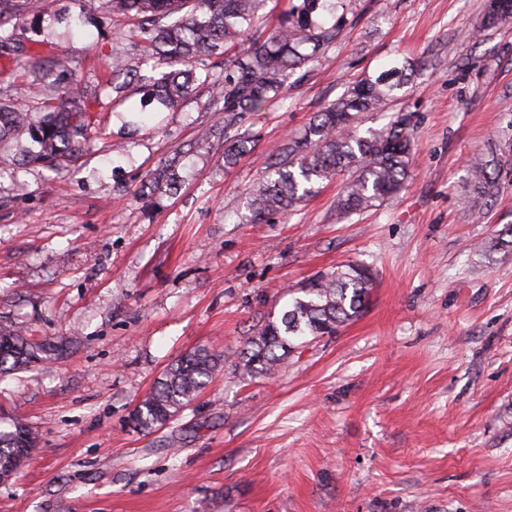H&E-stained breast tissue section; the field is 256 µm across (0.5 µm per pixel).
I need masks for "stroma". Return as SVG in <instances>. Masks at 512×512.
I'll list each match as a JSON object with an SVG mask.
<instances>
[{
	"label": "stroma",
	"instance_id": "obj_1",
	"mask_svg": "<svg viewBox=\"0 0 512 512\" xmlns=\"http://www.w3.org/2000/svg\"><path fill=\"white\" fill-rule=\"evenodd\" d=\"M85 13L82 34L23 32L0 57L21 68L68 57L95 87L134 48L105 0H54ZM489 0H352L326 60L283 100L248 117L249 150L192 151L219 123L201 87L151 132L124 127L109 96L79 162L18 165L30 135L0 139V325L69 340L53 364L0 375V414L38 435L0 480V512H512V255L477 242L512 224V170L491 204L470 171L512 139V26ZM410 60L414 71L360 132L409 117L413 175L399 197L336 219L338 182L287 220L253 223L248 192L288 139L347 87ZM178 159L176 194L148 206L150 172ZM358 262L374 273L364 310L296 343L267 375L239 353L293 290ZM224 355L166 425L131 416L184 353Z\"/></svg>",
	"mask_w": 512,
	"mask_h": 512
}]
</instances>
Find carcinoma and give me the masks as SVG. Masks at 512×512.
I'll use <instances>...</instances> for the list:
<instances>
[{
    "label": "carcinoma",
    "mask_w": 512,
    "mask_h": 512,
    "mask_svg": "<svg viewBox=\"0 0 512 512\" xmlns=\"http://www.w3.org/2000/svg\"><path fill=\"white\" fill-rule=\"evenodd\" d=\"M112 11L127 24L116 40L134 45L145 67L130 69L119 55L112 56L115 98L128 85L142 92L138 124L146 129L153 117L175 108L197 88H211L209 106L224 114V164L231 166L247 151L239 129L244 120L268 104L284 99L289 79L298 70L319 63L336 43L349 11V0H288L274 31H261L265 0H108ZM179 14L171 23L163 20ZM32 16L39 26L66 24L80 28L83 16L60 13L48 0H0V52L21 42L16 20ZM488 24H512V0H501L488 15ZM65 61L49 69H23L18 82L27 86L29 99L13 100L11 90L0 88V138L33 129L41 134L42 151L22 163H43L59 170L83 154L93 124L91 96L75 82L62 89L57 81ZM406 65L396 64L347 89L317 113L305 135L287 141L281 157L266 163L262 179L250 191V211L256 223L296 211L314 192V185L341 178L336 197L338 219H347L384 204L403 190L412 165L413 142L408 117L399 115L389 127L360 136L354 123L361 112H376L399 89ZM180 181L169 164L150 173L152 194L169 193ZM471 183L477 197L490 201L499 190V174L488 165L473 167ZM512 252V224L498 231L481 253ZM373 275L368 267L352 263L321 276L300 289L281 316H272L248 341L235 370L243 375L268 373L277 366L293 341L323 336L361 311ZM63 342L31 341L10 326H0V375L33 366L34 357L55 360ZM221 356L205 348L186 353L172 363L152 391L136 407L132 422L152 432L175 417L197 397L221 363ZM36 436L21 418L0 425V480L9 478L29 459Z\"/></svg>",
    "instance_id": "obj_1"
}]
</instances>
